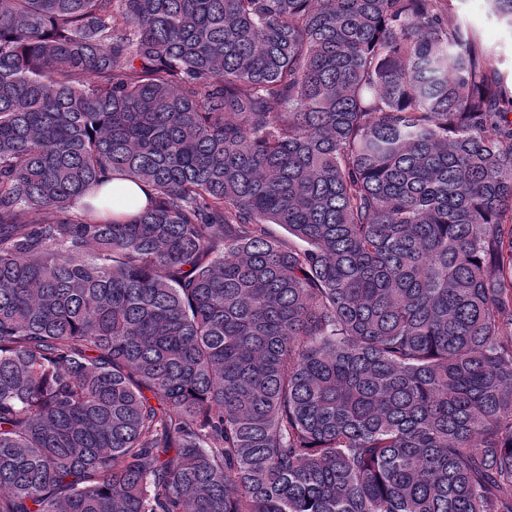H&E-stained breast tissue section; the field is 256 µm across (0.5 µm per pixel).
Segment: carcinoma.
Returning a JSON list of instances; mask_svg holds the SVG:
<instances>
[{
	"label": "carcinoma",
	"instance_id": "carcinoma-1",
	"mask_svg": "<svg viewBox=\"0 0 512 512\" xmlns=\"http://www.w3.org/2000/svg\"><path fill=\"white\" fill-rule=\"evenodd\" d=\"M451 2L0 0V512H512V84Z\"/></svg>",
	"mask_w": 512,
	"mask_h": 512
}]
</instances>
